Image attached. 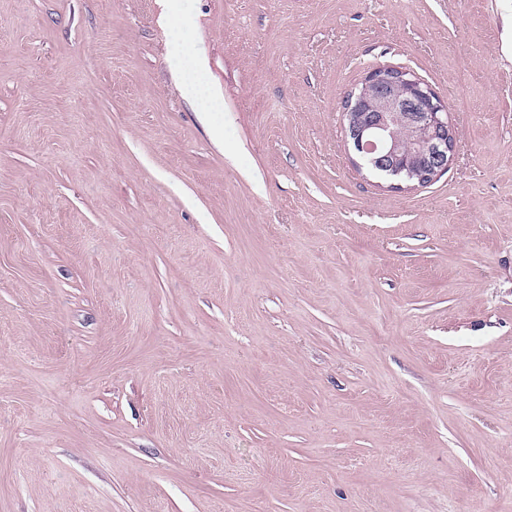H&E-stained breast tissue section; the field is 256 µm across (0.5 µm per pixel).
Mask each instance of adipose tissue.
Returning <instances> with one entry per match:
<instances>
[{"instance_id": "adipose-tissue-1", "label": "adipose tissue", "mask_w": 512, "mask_h": 512, "mask_svg": "<svg viewBox=\"0 0 512 512\" xmlns=\"http://www.w3.org/2000/svg\"><path fill=\"white\" fill-rule=\"evenodd\" d=\"M161 19L176 39L173 54L177 64L174 72L181 95L190 104L199 106L202 113L217 111L216 101L206 91L201 80L206 71V63L194 45L195 17L190 0H162Z\"/></svg>"}]
</instances>
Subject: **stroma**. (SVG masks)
Returning a JSON list of instances; mask_svg holds the SVG:
<instances>
[{"mask_svg":"<svg viewBox=\"0 0 512 512\" xmlns=\"http://www.w3.org/2000/svg\"><path fill=\"white\" fill-rule=\"evenodd\" d=\"M193 2L206 118L160 0H0V512H512V0ZM380 66L428 185L346 142ZM356 89L344 100H349L343 106L344 129L364 165L381 172L393 189L424 186L447 172L458 149L457 133L448 107L427 82L406 68L379 67ZM401 126L427 133L410 165L397 163Z\"/></svg>","mask_w":512,"mask_h":512,"instance_id":"1","label":"stroma"}]
</instances>
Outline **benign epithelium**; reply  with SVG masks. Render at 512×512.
<instances>
[{"label": "benign epithelium", "instance_id": "1", "mask_svg": "<svg viewBox=\"0 0 512 512\" xmlns=\"http://www.w3.org/2000/svg\"><path fill=\"white\" fill-rule=\"evenodd\" d=\"M346 99L349 106L343 114L347 140L363 164L382 173L391 188L424 186L448 171L458 149L455 126L448 107L413 71L376 68ZM401 126L427 133L410 165L397 163Z\"/></svg>", "mask_w": 512, "mask_h": 512}]
</instances>
